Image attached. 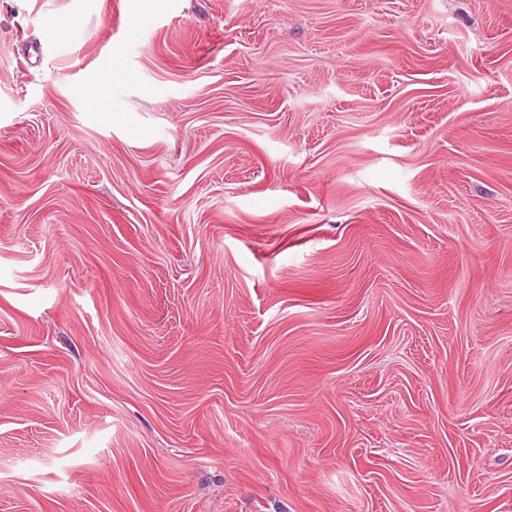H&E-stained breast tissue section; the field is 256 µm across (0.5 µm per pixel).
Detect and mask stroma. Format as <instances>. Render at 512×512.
<instances>
[{
    "instance_id": "35a3bbf8",
    "label": "stroma",
    "mask_w": 512,
    "mask_h": 512,
    "mask_svg": "<svg viewBox=\"0 0 512 512\" xmlns=\"http://www.w3.org/2000/svg\"><path fill=\"white\" fill-rule=\"evenodd\" d=\"M132 7L0 0V512H512V0ZM111 93V78L108 73L92 80L85 89V94L89 100L101 106L100 112H108V110L102 108V106L109 100Z\"/></svg>"
}]
</instances>
